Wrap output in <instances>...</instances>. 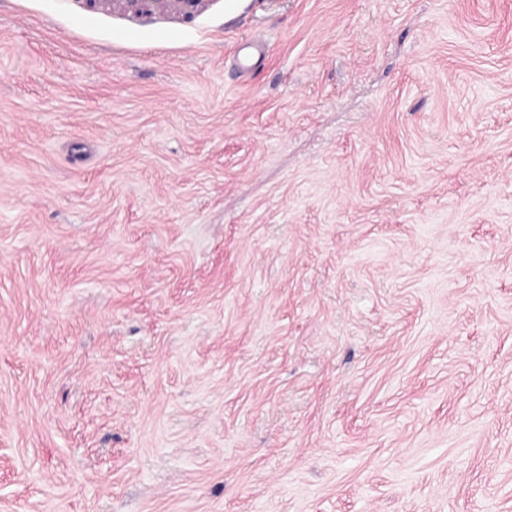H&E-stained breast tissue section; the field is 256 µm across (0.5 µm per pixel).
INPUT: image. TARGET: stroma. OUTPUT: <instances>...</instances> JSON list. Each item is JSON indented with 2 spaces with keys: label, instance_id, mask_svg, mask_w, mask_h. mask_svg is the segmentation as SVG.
<instances>
[{
  "label": "stroma",
  "instance_id": "obj_1",
  "mask_svg": "<svg viewBox=\"0 0 512 512\" xmlns=\"http://www.w3.org/2000/svg\"><path fill=\"white\" fill-rule=\"evenodd\" d=\"M0 512H512V0H0Z\"/></svg>",
  "mask_w": 512,
  "mask_h": 512
}]
</instances>
